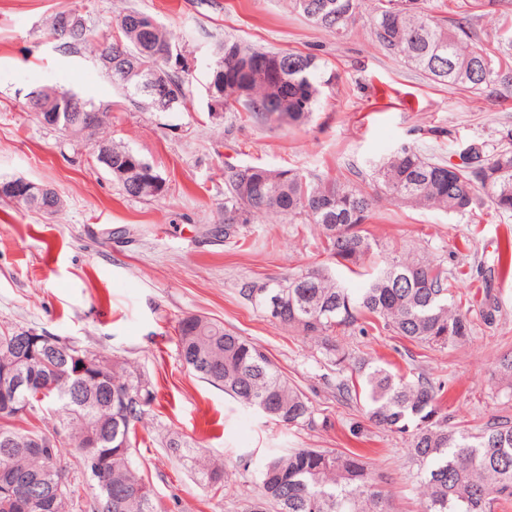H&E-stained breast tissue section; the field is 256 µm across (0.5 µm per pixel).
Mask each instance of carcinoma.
<instances>
[{
  "label": "carcinoma",
  "instance_id": "cac0c4a2",
  "mask_svg": "<svg viewBox=\"0 0 512 512\" xmlns=\"http://www.w3.org/2000/svg\"><path fill=\"white\" fill-rule=\"evenodd\" d=\"M395 0H374L368 12L374 44L450 88L512 85V70L502 67L473 45L472 29L463 21L441 23L425 12L420 0L400 10ZM292 8L315 27L340 33L362 15L364 0H290ZM67 11L55 13L49 34L63 54L93 46L95 51L112 49V60L154 72L167 87L173 102L170 111L186 107L189 70L179 53L169 54L172 42L162 25L143 28L144 12L130 9L117 18L121 41L102 35L88 40L78 28L64 31ZM129 53L132 59L123 57ZM273 64L278 80L254 78L258 68ZM112 82L126 95L156 111L153 97L145 90L125 84L117 72ZM224 81V107L238 103L256 118L267 122L303 123L316 111L322 95V65L317 56L296 52L283 56L224 40L213 61L211 81ZM41 97L47 112L58 111V98L76 96L92 122L62 117L55 130L71 138L89 135L100 127L110 107L83 98L72 90L53 89V94L30 91ZM483 164L489 171L436 161L416 148L404 146L376 165L371 190L334 180L309 178L288 168L253 166V182L243 186L237 165L224 163V226L215 236L231 241L244 237V227L254 220L275 215L313 224L324 249L339 266L359 265L373 253V242L362 229L368 223L379 195L412 208L465 214L489 198L495 211L512 214V129L501 134L494 147L479 142ZM99 151L112 156V177L124 193L151 199L165 192V182L138 152L114 143H103ZM448 270L428 260L393 256L371 275L367 287L354 293L341 285L326 266H312L273 286L246 282L241 296L265 314L279 307L278 323L303 336L329 339L338 327H351L367 315L380 318L384 328L411 342L440 349H454L468 342L474 326L452 292ZM11 328L0 329V366L13 360ZM177 350L180 362L196 377L224 389L240 406L287 427L308 425L314 420L310 399L295 388L274 366L265 349L249 342L224 324L200 316L178 321ZM73 349L95 360L96 370L84 380L85 400L57 402L70 384L72 363L55 356L44 364L51 387L42 396H29L32 410L58 404L54 427L16 429L17 414L0 403V441L10 450L0 452V512H20L17 499L21 487L7 486L5 471H16L34 480L44 457L52 456L69 470L63 448L69 444L83 453L82 444L97 441L104 456L97 493L90 504L99 512V501L112 497V512H158L153 492L141 493L148 482L131 458L136 447L135 425L156 399L151 383L126 363L102 352L78 346ZM352 371L359 381L342 378L336 384L340 395L355 399L365 408L368 421L391 432L408 433L412 459L423 470L418 496L420 512H496L512 504V422H495L476 433L448 430V416L441 414L440 400L445 382L423 374L413 378L360 360ZM201 477L213 484L224 483V466L206 460ZM262 501L276 512H390V503L377 474L361 457L339 451L291 448L265 457L259 467ZM76 489L70 483L54 508L47 512H74Z\"/></svg>",
  "mask_w": 512,
  "mask_h": 512
}]
</instances>
